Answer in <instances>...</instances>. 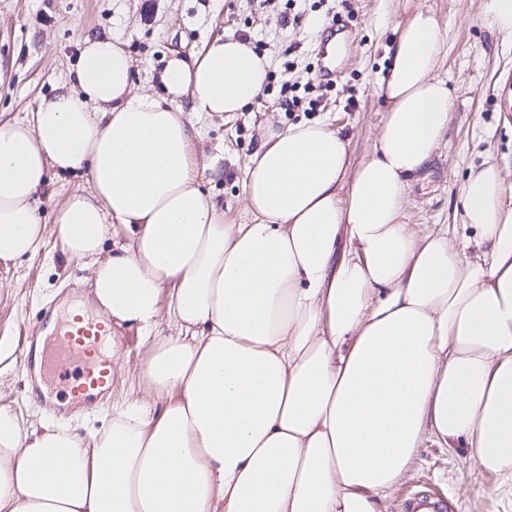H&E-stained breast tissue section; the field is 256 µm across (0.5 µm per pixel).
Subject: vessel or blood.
Wrapping results in <instances>:
<instances>
[{"label":"vessel or blood","mask_w":512,"mask_h":512,"mask_svg":"<svg viewBox=\"0 0 512 512\" xmlns=\"http://www.w3.org/2000/svg\"><path fill=\"white\" fill-rule=\"evenodd\" d=\"M112 334L103 315H75L61 321L53 344L42 348L41 376L53 377L77 405H88L112 378V363L100 353ZM450 503L427 493L403 498L401 512H449Z\"/></svg>","instance_id":"b4317fda"}]
</instances>
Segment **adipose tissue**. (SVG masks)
Instances as JSON below:
<instances>
[{"label": "adipose tissue", "mask_w": 512, "mask_h": 512, "mask_svg": "<svg viewBox=\"0 0 512 512\" xmlns=\"http://www.w3.org/2000/svg\"><path fill=\"white\" fill-rule=\"evenodd\" d=\"M446 42L418 9L377 83L369 156L322 121L266 126L249 224L200 186L195 113L263 93L269 60L215 39L172 56L163 95L134 86L124 42L87 39L76 90L0 122V262L56 233L97 305L144 336L141 396L92 434L0 407V512H382L431 438L512 477V206L499 166L471 169L457 233L411 224L408 179L439 147ZM52 171L86 186L45 223ZM125 243L103 256L113 226ZM176 333L162 336L164 317Z\"/></svg>", "instance_id": "obj_1"}]
</instances>
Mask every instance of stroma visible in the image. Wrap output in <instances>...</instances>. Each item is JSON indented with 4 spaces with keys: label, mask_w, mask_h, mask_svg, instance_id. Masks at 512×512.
Instances as JSON below:
<instances>
[{
    "label": "stroma",
    "mask_w": 512,
    "mask_h": 512,
    "mask_svg": "<svg viewBox=\"0 0 512 512\" xmlns=\"http://www.w3.org/2000/svg\"><path fill=\"white\" fill-rule=\"evenodd\" d=\"M487 0H302V28L281 27L272 8L256 0H0V119L29 117L43 99L72 86L84 37L117 36L134 61L137 88L159 91L165 58L200 54L217 37L249 35L262 42L273 71H281L285 51L301 42L305 53L292 72L308 79L330 26H337L333 87L318 111L282 112L263 97L235 116L199 122L194 152L212 160L203 187L224 206L232 224L250 222L243 204L248 160L259 144L260 128L322 120L350 138L354 160L363 159L387 109L376 84L388 66L387 49L397 26L419 7L431 9L445 25L447 39L437 74L453 95L448 131L427 165L408 180L410 221L423 227L449 224L461 205V184L470 166L493 158L504 170L507 200L512 201V112L499 99L512 96V40L492 32L483 21ZM97 314L89 272L68 259L58 236L41 254L16 264L0 263V407L26 422L49 419L83 432L99 429L113 409L124 406L141 387L144 352L140 332L113 325L125 368L113 382L99 411H62L60 389L32 391L24 356L43 338L50 318H65L73 307ZM430 491L449 499L453 512H512V479L481 471L465 449L424 441L410 474L393 490L386 512H400L408 494Z\"/></svg>",
    "instance_id": "1"
}]
</instances>
